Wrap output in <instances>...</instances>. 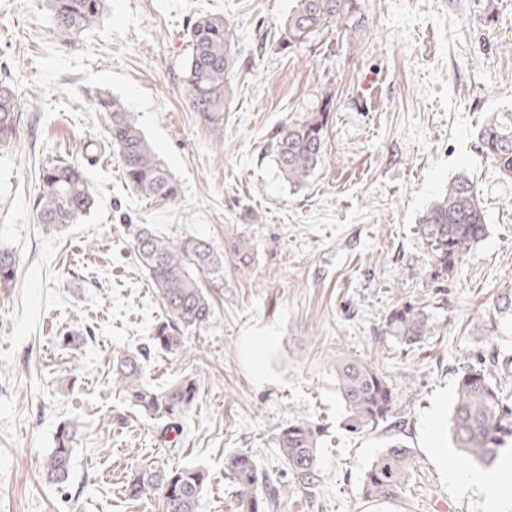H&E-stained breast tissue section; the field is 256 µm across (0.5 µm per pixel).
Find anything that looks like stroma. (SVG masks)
<instances>
[{
  "mask_svg": "<svg viewBox=\"0 0 512 512\" xmlns=\"http://www.w3.org/2000/svg\"><path fill=\"white\" fill-rule=\"evenodd\" d=\"M362 27L337 26L282 49L292 0H107L75 41L56 34L46 0H0V80L22 119L0 146V248L15 253L16 284L0 292V512H160L129 500L132 468L158 447L160 422L126 407L108 382L112 356L144 343L162 317L129 243L131 224L178 241L257 247L251 266L224 261V288L191 353L152 355L146 379L186 374L200 390L170 459L207 468L199 512H236L224 457L250 452L282 473L276 431L306 416L327 431L323 485L289 486L276 512H485L478 489L450 476L467 461L450 439L459 377L496 353L512 372V178L479 148L497 112L512 113V0H361ZM237 25L240 54L224 122L205 124L181 87L185 37L197 17ZM381 77L376 111L357 97ZM120 98L181 188L178 203L128 186L115 152L85 151L103 136L97 94ZM332 95L325 156L308 184L277 170L271 139ZM51 159L85 166L95 205L54 231L33 210ZM470 178L487 235L431 283L419 219L448 184ZM435 316L436 336L408 346L386 327L401 300ZM73 344H64V337ZM354 357L395 385L394 414L369 432L342 428L336 360ZM81 434L65 487L41 467L58 425ZM418 465L401 499L361 496L365 472L392 440Z\"/></svg>",
  "mask_w": 512,
  "mask_h": 512,
  "instance_id": "stroma-1",
  "label": "stroma"
}]
</instances>
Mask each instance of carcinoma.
<instances>
[{
  "mask_svg": "<svg viewBox=\"0 0 512 512\" xmlns=\"http://www.w3.org/2000/svg\"><path fill=\"white\" fill-rule=\"evenodd\" d=\"M106 0H47L56 31L76 37L102 17ZM284 21L285 46L302 47L338 25H356L359 0H294ZM190 52L182 89L191 109L209 124L224 119L230 82L238 61L235 28L222 14L200 17L188 32ZM333 98L326 95L318 110L279 124L272 138V152L281 177L294 187L305 185L322 162ZM102 115L106 143L118 151L124 181L134 190L170 203L180 199L178 183L156 157L147 140L131 121L120 99L100 95L93 103ZM20 102L13 87L0 81V146L11 143L21 123ZM481 151L499 172L512 176V113L489 120L479 135ZM93 196L75 161H53L42 168L39 192L34 200L37 222L56 230L77 224L90 211ZM422 237L435 264L434 276L452 272L466 254L487 234L485 212L476 187L467 178L448 185L445 194L419 221ZM130 246L156 288L163 316L147 341L135 350L112 356V388L129 408L164 423L165 434L182 432V422L199 393L197 380L183 376L159 388L143 379L144 363L153 352L183 356L189 335L209 326L215 318L212 290L223 284L224 255L203 238L174 242L151 224L135 225ZM256 246L241 237L231 252L241 265L255 258ZM16 257L0 249V291L13 286ZM390 332L407 345L436 335L429 312L403 301L386 319ZM498 360L494 356L468 366L458 380L451 413L452 441L474 463L492 465L502 447L512 441V393L495 381ZM336 384L344 404V427L363 434L388 420L396 405L393 385L374 367L351 359L336 360ZM80 426L63 423L54 447L46 457L44 478L53 485L69 483ZM323 428L300 417L274 436L285 470L296 484L316 491L322 483L319 454ZM415 453L400 441L391 442L367 470L362 494L368 501L391 502L405 493L415 470ZM224 474L236 487L238 512H264L269 501L282 497L284 485L261 470L253 456L237 452L224 456ZM208 472L197 466L175 465L169 449L158 448L152 457L131 472L125 495L140 500L154 494L161 512H198L208 483Z\"/></svg>",
  "mask_w": 512,
  "mask_h": 512,
  "instance_id": "carcinoma-1",
  "label": "carcinoma"
}]
</instances>
